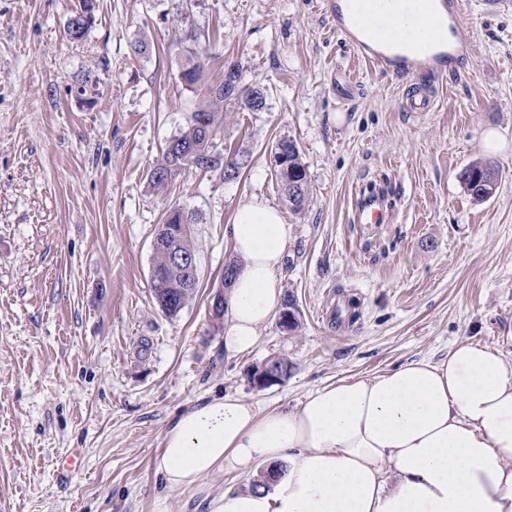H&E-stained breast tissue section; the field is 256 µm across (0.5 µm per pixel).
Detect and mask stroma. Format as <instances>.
I'll return each mask as SVG.
<instances>
[{"label":"stroma","instance_id":"obj_1","mask_svg":"<svg viewBox=\"0 0 512 512\" xmlns=\"http://www.w3.org/2000/svg\"><path fill=\"white\" fill-rule=\"evenodd\" d=\"M322 2L96 0L71 42L78 0H0V512H209L250 478L165 486L164 437L190 409L232 394L290 411L338 380L438 361L463 341L512 359V11L467 0L471 54L434 80V111L414 114L408 79L354 55ZM139 39L150 54H133ZM192 50L207 83L238 65L266 107L224 106L215 143L248 154L240 179L193 170L158 192L149 171L198 98L180 80ZM88 72L85 103L69 89ZM346 76L358 82L347 101L336 92ZM283 138L308 169L299 213L274 170ZM475 161L500 172L490 199L462 181ZM371 180L396 203L392 223L353 221ZM251 202L288 226L281 286L301 327L269 321L251 352L230 354L211 304L235 213ZM172 205L193 213L199 259L195 296L174 316L150 288ZM271 357L288 360V376L256 389L249 375ZM75 450L81 469L61 474ZM94 0H80L79 8L76 9L73 16L78 15L76 19V32L72 29L70 22L64 26L65 36L69 41H80L84 38L87 30L94 22L95 4Z\"/></svg>","mask_w":512,"mask_h":512}]
</instances>
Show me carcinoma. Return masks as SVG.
Returning a JSON list of instances; mask_svg holds the SVG:
<instances>
[{
	"mask_svg": "<svg viewBox=\"0 0 512 512\" xmlns=\"http://www.w3.org/2000/svg\"><path fill=\"white\" fill-rule=\"evenodd\" d=\"M94 11L93 0H79V8L75 11L76 27L69 24L64 26L68 40L75 42L84 38L94 22ZM204 69L201 58L195 52H190L188 63L180 73L181 82L187 87H196L201 83ZM257 91V87L240 85V70L235 67L226 71L222 82L214 87H206L204 99L194 108L191 118L179 134L166 142L161 160L150 171L153 188L164 192L176 176L193 168L218 170L223 174L236 169L237 157L224 155L217 151L215 145L217 130L224 121V102L236 104L241 111L254 112L256 108L250 105V97ZM279 143L286 144L288 151L285 165L276 169L278 184L285 187L286 178L299 183V195L290 201V205L293 211L300 212L307 205L310 195L307 168L294 139H281ZM498 181V172L488 163L475 162L464 172L467 191L476 199L492 197L498 188ZM194 222L193 215L183 209H170L165 212L154 236L158 245L152 249L151 289L153 298L163 302L162 311L168 315L179 313L192 300L198 288V271H193V282L189 286L183 276H174L168 271L170 248L188 256L197 255L190 231V224Z\"/></svg>",
	"mask_w": 512,
	"mask_h": 512,
	"instance_id": "cac0c4a2",
	"label": "carcinoma"
}]
</instances>
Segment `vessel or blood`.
<instances>
[{"label": "vessel or blood", "instance_id": "1", "mask_svg": "<svg viewBox=\"0 0 512 512\" xmlns=\"http://www.w3.org/2000/svg\"><path fill=\"white\" fill-rule=\"evenodd\" d=\"M411 12H389L377 0H326L325 11L343 42L374 68L411 78L407 111H432L435 90L430 81L444 76L448 63L466 59L470 42L459 35L464 0H409ZM362 224L392 220L384 197L363 196L356 208Z\"/></svg>", "mask_w": 512, "mask_h": 512}]
</instances>
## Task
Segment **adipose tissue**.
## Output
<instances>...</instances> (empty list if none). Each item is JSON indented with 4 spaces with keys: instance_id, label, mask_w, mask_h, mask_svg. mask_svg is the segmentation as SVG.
<instances>
[{
    "instance_id": "adipose-tissue-1",
    "label": "adipose tissue",
    "mask_w": 512,
    "mask_h": 512,
    "mask_svg": "<svg viewBox=\"0 0 512 512\" xmlns=\"http://www.w3.org/2000/svg\"><path fill=\"white\" fill-rule=\"evenodd\" d=\"M231 235L242 266L224 349L239 354L280 305L288 226L251 202ZM262 464L267 476L209 512H512V360L463 342L436 363L339 380L292 411L214 399L167 430L159 470L168 487L191 488Z\"/></svg>"
}]
</instances>
